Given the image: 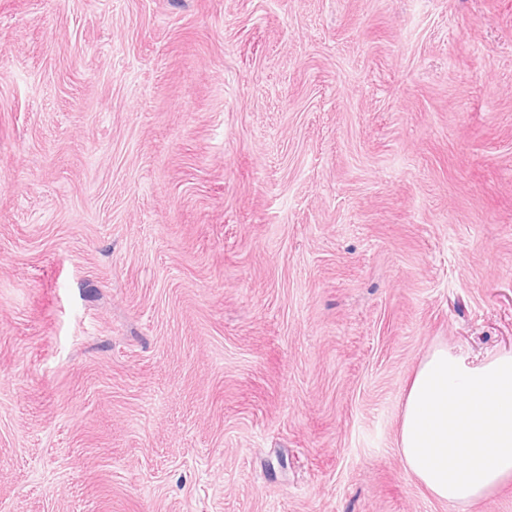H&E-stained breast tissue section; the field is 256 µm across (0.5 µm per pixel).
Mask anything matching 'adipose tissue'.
<instances>
[{"label":"adipose tissue","mask_w":512,"mask_h":512,"mask_svg":"<svg viewBox=\"0 0 512 512\" xmlns=\"http://www.w3.org/2000/svg\"><path fill=\"white\" fill-rule=\"evenodd\" d=\"M398 448L443 502L469 505L512 483V352L474 362L436 347L404 396Z\"/></svg>","instance_id":"ef3b65f1"}]
</instances>
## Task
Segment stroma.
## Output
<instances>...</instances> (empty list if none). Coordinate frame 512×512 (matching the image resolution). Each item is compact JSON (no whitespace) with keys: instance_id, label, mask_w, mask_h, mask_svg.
<instances>
[{"instance_id":"obj_1","label":"stroma","mask_w":512,"mask_h":512,"mask_svg":"<svg viewBox=\"0 0 512 512\" xmlns=\"http://www.w3.org/2000/svg\"><path fill=\"white\" fill-rule=\"evenodd\" d=\"M512 349V0H0V512H512L402 397Z\"/></svg>"}]
</instances>
